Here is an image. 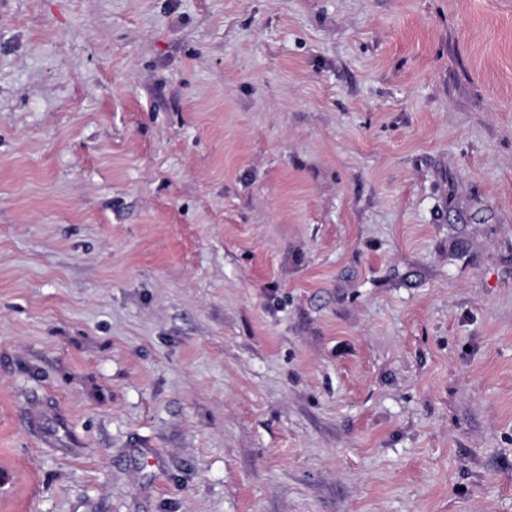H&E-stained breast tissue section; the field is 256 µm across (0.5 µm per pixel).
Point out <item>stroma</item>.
Here are the masks:
<instances>
[{
	"mask_svg": "<svg viewBox=\"0 0 512 512\" xmlns=\"http://www.w3.org/2000/svg\"><path fill=\"white\" fill-rule=\"evenodd\" d=\"M0 512H512V0H0Z\"/></svg>",
	"mask_w": 512,
	"mask_h": 512,
	"instance_id": "stroma-1",
	"label": "stroma"
}]
</instances>
